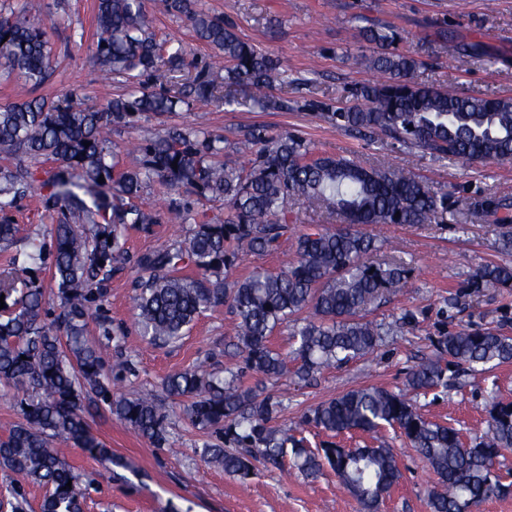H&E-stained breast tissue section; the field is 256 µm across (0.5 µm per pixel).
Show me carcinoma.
I'll return each mask as SVG.
<instances>
[{
  "label": "carcinoma",
  "mask_w": 512,
  "mask_h": 512,
  "mask_svg": "<svg viewBox=\"0 0 512 512\" xmlns=\"http://www.w3.org/2000/svg\"><path fill=\"white\" fill-rule=\"evenodd\" d=\"M165 7L188 21L211 55L199 59L181 42L158 38L145 0H95L90 58L100 70L125 76L129 87L100 107H84L74 91L50 101L33 96L53 75L49 35L31 22L42 11L41 0H18L10 9L0 4V59L24 80L21 98L0 106V154L59 163L47 180L28 166L0 165V252L16 251L26 272L47 268L56 298L49 309L36 279L0 275V386L20 395V419L0 439V470L23 473L48 489L41 512H83L92 484L51 440L112 459L85 421V401L156 447L169 444V414L151 398H130L115 388L133 365L123 353L124 334L111 328L104 310L116 264L128 261L138 274L134 303L143 339L174 343L201 314L226 304L238 320L235 346L244 369L264 379H278L286 370L272 345L275 329L308 313L293 331L296 376L305 379L374 353L382 328L366 318L368 307L407 282L404 267L366 260L375 239L353 225L436 224L447 209L448 193L410 172L318 155L296 136L261 127L239 138L238 151L250 155L245 165L224 158L222 137L178 126L144 140L127 152L132 160L121 163L109 140L112 129L194 102L234 104L236 98L222 95L226 84L243 87L248 99L273 109L292 108L290 99L270 94L288 86L281 64L241 40L224 17L199 9L198 0H165ZM365 35L375 45L369 67L389 79L356 89L359 103L349 108L310 103L324 118L345 131L381 133L440 159L512 160V98L472 97L419 83V61L392 50L395 32L368 29ZM151 184L172 195L167 213L135 203ZM32 196L51 224L22 235L7 211ZM215 200L224 201L222 222L195 209ZM292 203L323 209L349 228L309 224L286 269L231 278L240 256L273 251L292 230ZM172 220L194 227L161 247L132 256L125 250L128 230L148 231ZM511 286L507 264L486 265L469 281L477 292ZM92 317L105 337L102 345L85 338ZM111 345L113 361L106 353ZM437 351L410 373L411 391L448 386L442 366L448 357L473 371L511 363L512 336L460 330L440 337ZM163 385L170 397L189 400L195 426L216 434L218 442L205 445L203 461L243 484L256 463L280 468L289 455L306 475L331 469L363 512H378L398 483L392 449L367 443L337 448L332 442L311 449L305 438L272 425L280 402L244 385L239 372L222 377L207 357L167 375ZM486 416L487 430L467 445L459 430L427 420L407 394L370 387L318 405L304 422L332 437L371 436L386 426L399 430L439 478L431 512H470L512 492V483L494 475L498 458L512 449V402L492 399Z\"/></svg>",
  "instance_id": "1"
}]
</instances>
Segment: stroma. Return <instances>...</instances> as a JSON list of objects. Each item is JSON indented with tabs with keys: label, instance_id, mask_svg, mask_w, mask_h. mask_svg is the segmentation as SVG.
<instances>
[{
	"label": "stroma",
	"instance_id": "35a3bbf8",
	"mask_svg": "<svg viewBox=\"0 0 512 512\" xmlns=\"http://www.w3.org/2000/svg\"><path fill=\"white\" fill-rule=\"evenodd\" d=\"M44 4L38 22L49 29L56 56L53 76L40 95L52 99L76 87L89 103L100 105L121 93V78H104L88 49L74 45L78 33L94 31V0ZM200 6L223 16L240 39L279 60L292 80L287 96L297 106L282 112L249 102L223 107L199 102L172 115V122L223 135L230 146L250 127L289 131L316 153L355 157L367 166L407 167L448 193L442 223L388 224L372 230L377 249L369 262L399 263L411 271L406 288L387 296L369 313L370 320L383 328L373 354L323 369L308 382L296 377L293 360L288 374L275 382L244 375V384L262 385L282 403L275 426L295 428L304 413L353 389H405L410 370L436 357V342L443 334L497 328L512 335V288L476 293L468 286L484 265H512V251L501 249L494 217L459 207L460 200L486 196L512 205V162L438 159L391 143L381 134L365 138L341 131L308 107L312 101L353 105L352 89L377 79V72L359 64L358 58L372 52L364 29L381 27L398 34L399 51L420 60L417 81L451 85L473 97L512 98V0H200ZM147 8L160 34L181 41L194 56H207L189 23L168 13L163 0H147ZM475 42L483 45L485 57L465 53V46ZM295 251L296 237L291 234L274 251L242 256L234 274L280 271L294 261ZM134 279L128 268L114 273L106 305L113 327L137 351L133 370L119 389L129 396L153 395L169 411V445L154 447L107 410L88 407L85 417L111 449L112 458L100 460L78 448L68 450V463L94 477L84 512H360L357 499L328 470L311 479L290 468L263 467L243 484L203 461L207 434L194 428L183 412L172 411L161 381L207 355L218 367H241L234 346L237 318L221 305L205 312L178 343L147 344L135 323ZM447 375V387L415 396L414 401L428 420L455 427L464 438L485 430V406L491 396L512 401V363L480 374L452 363ZM380 437L394 448L401 478L379 512H430L428 493L437 485V475L398 431L386 428ZM18 494L26 498L27 512H40L45 488L22 474L0 472V512H11Z\"/></svg>",
	"mask_w": 512,
	"mask_h": 512
}]
</instances>
